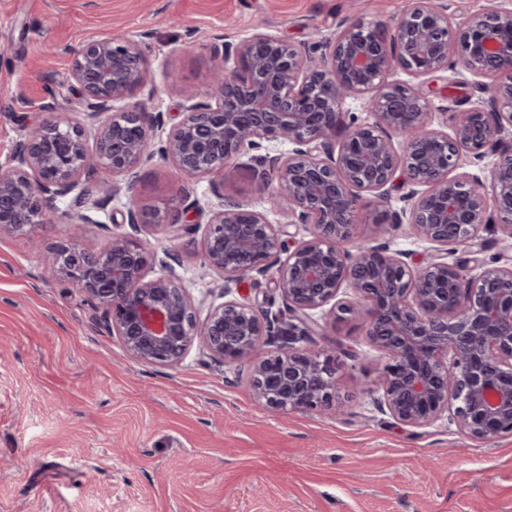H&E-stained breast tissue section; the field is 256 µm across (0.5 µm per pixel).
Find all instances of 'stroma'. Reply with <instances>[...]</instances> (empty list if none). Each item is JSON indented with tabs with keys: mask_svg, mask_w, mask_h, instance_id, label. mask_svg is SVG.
Returning a JSON list of instances; mask_svg holds the SVG:
<instances>
[{
	"mask_svg": "<svg viewBox=\"0 0 512 512\" xmlns=\"http://www.w3.org/2000/svg\"><path fill=\"white\" fill-rule=\"evenodd\" d=\"M413 0H0V165L48 112L80 96L70 51L110 34L143 42L152 111L165 127L187 97H208L210 45L264 31L298 44L356 18L397 17ZM434 128L446 129L470 86L442 72ZM256 158L223 175L184 176L152 160L135 170L139 204L182 207L184 223L126 222L127 198L101 190L87 224L68 199L45 223L0 236V512H512V436L479 442L449 419L411 429L382 412L387 356L361 319L324 323L310 343L336 360L343 412L274 414L245 379L193 344L175 367L129 358L103 310L53 277L59 243L96 251L112 234L146 245L148 278L176 272L205 319L224 281L204 262L220 197L285 224L259 190Z\"/></svg>",
	"mask_w": 512,
	"mask_h": 512,
	"instance_id": "35a3bbf8",
	"label": "stroma"
}]
</instances>
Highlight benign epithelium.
Segmentation results:
<instances>
[{
  "mask_svg": "<svg viewBox=\"0 0 512 512\" xmlns=\"http://www.w3.org/2000/svg\"><path fill=\"white\" fill-rule=\"evenodd\" d=\"M211 50L214 102L187 105L159 140L145 47L113 35L74 51L83 118L48 113L0 166V235L44 223L71 194L90 222L81 208L92 172L112 175V193L127 194V223L177 224L182 210L142 209L122 178L156 156L189 177L222 174L264 141L286 144L254 169L288 203V223L308 225L280 265L277 311L233 296L285 250L281 225L238 204H220L206 225L203 257L224 279V302L201 322L175 273L146 279L148 251L121 233L94 252L58 246L53 275L104 309L131 359L176 366L198 340L213 360L245 369L254 402L278 412L341 410L336 359L302 343L320 327L314 313L342 320L356 300L369 342L390 359L382 390L394 420L420 429L446 416L472 438L512 436V261L481 257L479 240L489 224L512 239V6L492 0L455 22L447 7L414 0L390 24L357 19L311 44L258 32ZM397 70L417 83L390 80ZM445 70L478 77L482 100L453 113L449 133L429 112ZM137 92L146 98L129 102ZM351 97L374 122L343 111ZM489 153V171L467 170ZM394 191L405 206L381 232L410 224L432 245L424 265L386 243H354L358 210L388 204ZM460 247L467 256L448 261Z\"/></svg>",
  "mask_w": 512,
  "mask_h": 512,
  "instance_id": "1",
  "label": "benign epithelium"
}]
</instances>
